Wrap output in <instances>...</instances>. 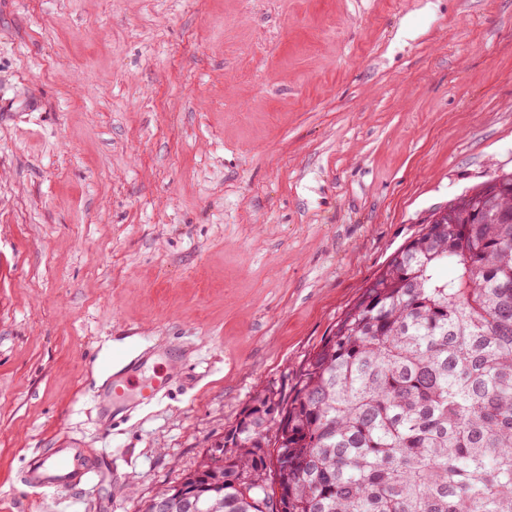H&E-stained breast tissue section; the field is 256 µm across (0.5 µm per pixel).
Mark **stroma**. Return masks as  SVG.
I'll return each mask as SVG.
<instances>
[{
	"label": "stroma",
	"mask_w": 512,
	"mask_h": 512,
	"mask_svg": "<svg viewBox=\"0 0 512 512\" xmlns=\"http://www.w3.org/2000/svg\"><path fill=\"white\" fill-rule=\"evenodd\" d=\"M0 512H141L437 211L512 171V0H0ZM185 349L111 428L119 346ZM100 442L93 460L87 448H50L48 458L34 459L25 467L24 483L32 489L49 488L58 492L93 486L99 469L112 458L108 437H102Z\"/></svg>",
	"instance_id": "obj_1"
}]
</instances>
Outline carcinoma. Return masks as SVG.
<instances>
[{
	"mask_svg": "<svg viewBox=\"0 0 512 512\" xmlns=\"http://www.w3.org/2000/svg\"><path fill=\"white\" fill-rule=\"evenodd\" d=\"M180 485L209 512H512V173L426 225Z\"/></svg>",
	"mask_w": 512,
	"mask_h": 512,
	"instance_id": "1",
	"label": "carcinoma"
}]
</instances>
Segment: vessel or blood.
<instances>
[{
    "instance_id": "1",
    "label": "vessel or blood",
    "mask_w": 512,
    "mask_h": 512,
    "mask_svg": "<svg viewBox=\"0 0 512 512\" xmlns=\"http://www.w3.org/2000/svg\"><path fill=\"white\" fill-rule=\"evenodd\" d=\"M147 358L144 352L132 351L112 366L106 386L95 395L98 412L107 421L114 420V405L128 392L140 390L145 403L156 400L159 388L155 380L143 377ZM112 457L109 439H102L95 455H88L83 448H54L48 458L31 461L23 471L24 483L32 489L49 488L65 492L75 487L93 486L99 470Z\"/></svg>"
}]
</instances>
